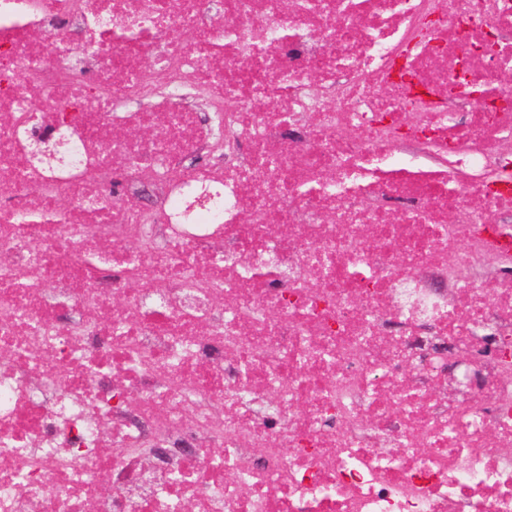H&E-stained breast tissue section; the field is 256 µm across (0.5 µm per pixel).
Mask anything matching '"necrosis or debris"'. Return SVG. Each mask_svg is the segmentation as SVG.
I'll return each mask as SVG.
<instances>
[{
	"instance_id": "necrosis-or-debris-1",
	"label": "necrosis or debris",
	"mask_w": 512,
	"mask_h": 512,
	"mask_svg": "<svg viewBox=\"0 0 512 512\" xmlns=\"http://www.w3.org/2000/svg\"><path fill=\"white\" fill-rule=\"evenodd\" d=\"M306 2L0 0V512H512V0Z\"/></svg>"
}]
</instances>
